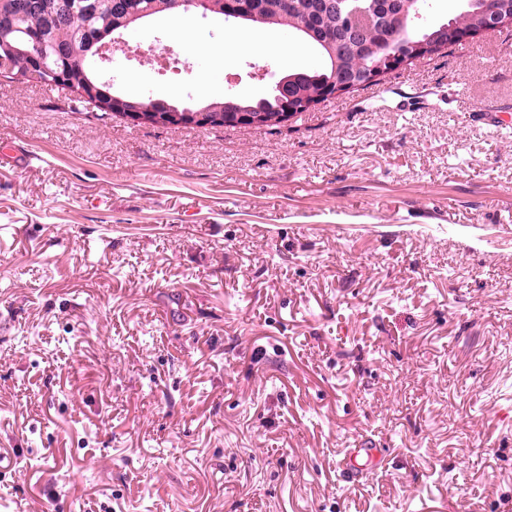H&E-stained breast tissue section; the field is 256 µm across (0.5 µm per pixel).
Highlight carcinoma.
Instances as JSON below:
<instances>
[{
  "label": "carcinoma",
  "instance_id": "obj_1",
  "mask_svg": "<svg viewBox=\"0 0 512 512\" xmlns=\"http://www.w3.org/2000/svg\"><path fill=\"white\" fill-rule=\"evenodd\" d=\"M38 13L29 11L27 0H4L0 8L9 15L10 34L0 43V56L7 58L12 74L25 76L33 57L50 72L66 74L76 88L85 92L82 102L92 104L88 83L103 88L91 46L101 37L118 36L156 16L178 12L173 0H41ZM222 4L216 15L227 22L260 28H282L311 47L322 61L319 68H300L286 73L288 81L258 99L227 95L210 102L238 108L259 117L254 126H277L285 104L295 99L317 103L332 71L353 76L373 66L378 57L401 43L402 30L388 18L397 13L396 0H340L336 13L318 8V0H214ZM452 16L455 28L475 29L480 18L475 9L460 0ZM45 38L32 42L30 34Z\"/></svg>",
  "mask_w": 512,
  "mask_h": 512
}]
</instances>
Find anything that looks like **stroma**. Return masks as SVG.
I'll return each instance as SVG.
<instances>
[{
    "label": "stroma",
    "instance_id": "1",
    "mask_svg": "<svg viewBox=\"0 0 512 512\" xmlns=\"http://www.w3.org/2000/svg\"><path fill=\"white\" fill-rule=\"evenodd\" d=\"M174 22L116 90L200 106L316 60ZM465 47L276 130L0 77V512H512V130L472 116L512 113V27Z\"/></svg>",
    "mask_w": 512,
    "mask_h": 512
}]
</instances>
